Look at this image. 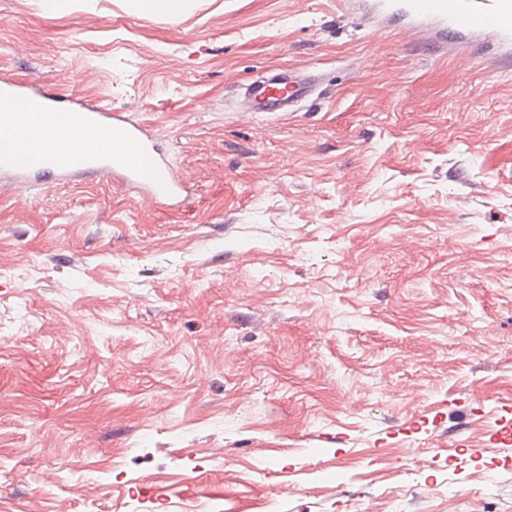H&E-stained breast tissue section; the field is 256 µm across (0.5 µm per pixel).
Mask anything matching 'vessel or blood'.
Masks as SVG:
<instances>
[{
	"label": "vessel or blood",
	"mask_w": 512,
	"mask_h": 512,
	"mask_svg": "<svg viewBox=\"0 0 512 512\" xmlns=\"http://www.w3.org/2000/svg\"><path fill=\"white\" fill-rule=\"evenodd\" d=\"M369 10L429 26L439 40L451 35L463 43L492 38L498 62L512 63V0H369ZM305 94L302 85L279 73L255 83L248 104L256 112H284ZM0 100L15 106L0 113V170L40 178L113 173L143 189L147 199L180 198L172 166L156 153L145 128L126 113L95 108L76 97L59 112L19 81L1 82ZM61 125L77 136L66 150L40 143L42 132Z\"/></svg>",
	"instance_id": "1"
}]
</instances>
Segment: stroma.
I'll return each instance as SVG.
<instances>
[{
	"label": "stroma",
	"mask_w": 512,
	"mask_h": 512,
	"mask_svg": "<svg viewBox=\"0 0 512 512\" xmlns=\"http://www.w3.org/2000/svg\"><path fill=\"white\" fill-rule=\"evenodd\" d=\"M310 81L253 112L268 72ZM185 188L0 173V512H512V69L360 0H0V81ZM138 15L177 19L188 9L191 0H126Z\"/></svg>",
	"instance_id": "1"
}]
</instances>
